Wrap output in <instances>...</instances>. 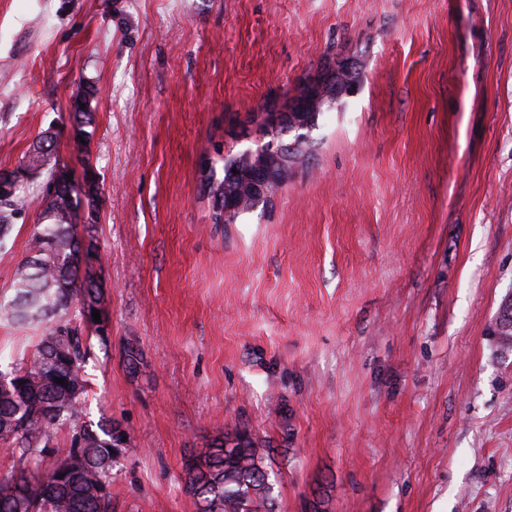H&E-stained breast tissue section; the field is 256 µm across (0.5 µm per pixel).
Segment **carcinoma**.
<instances>
[{"label":"carcinoma","instance_id":"obj_1","mask_svg":"<svg viewBox=\"0 0 512 512\" xmlns=\"http://www.w3.org/2000/svg\"><path fill=\"white\" fill-rule=\"evenodd\" d=\"M222 176L216 162L206 161L202 182L208 195L233 191L240 173L232 172L233 154L223 157ZM46 167L51 187L43 215L30 240L31 255L16 269L9 297L0 295V317L18 327L41 324L45 334L32 356L9 372L0 384V442L11 445L23 464L20 470L0 473V512H112V464L124 443L112 420L94 423L83 411L88 383L82 375L85 357L82 327L90 328L86 313L100 309L101 290L89 278H80L82 248L93 245L92 229L81 237L71 223L72 204L57 187L58 163L34 160L25 171ZM23 211L17 193L0 194V242ZM62 378L65 383L58 384ZM70 436L69 452L46 465L57 433ZM184 484L197 512H275L270 474L265 470L250 436L215 441L205 460L188 459Z\"/></svg>","mask_w":512,"mask_h":512}]
</instances>
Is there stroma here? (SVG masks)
<instances>
[{"mask_svg":"<svg viewBox=\"0 0 512 512\" xmlns=\"http://www.w3.org/2000/svg\"><path fill=\"white\" fill-rule=\"evenodd\" d=\"M347 57L309 154L213 223L203 160ZM48 131L98 253L85 412L127 438L112 512H196L183 463L239 431L277 512H512V0H0V172ZM41 334L1 319L0 370Z\"/></svg>","mask_w":512,"mask_h":512,"instance_id":"1","label":"stroma"}]
</instances>
